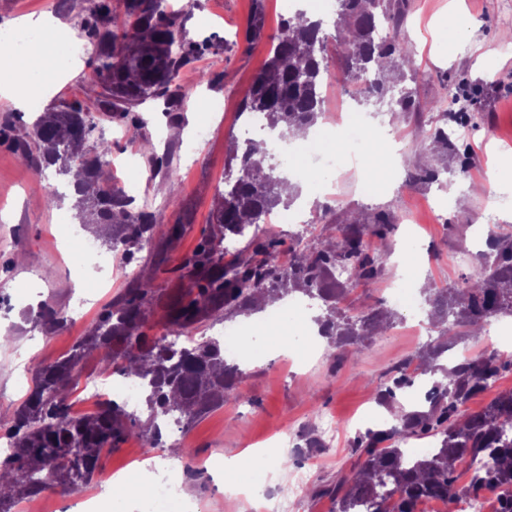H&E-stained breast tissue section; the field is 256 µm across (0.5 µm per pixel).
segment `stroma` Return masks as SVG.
I'll return each instance as SVG.
<instances>
[{
  "label": "stroma",
  "mask_w": 512,
  "mask_h": 512,
  "mask_svg": "<svg viewBox=\"0 0 512 512\" xmlns=\"http://www.w3.org/2000/svg\"><path fill=\"white\" fill-rule=\"evenodd\" d=\"M184 7L185 30L201 40L215 35L223 50L206 55L182 69L178 84L191 85L204 101H218L221 111L192 115L183 111L180 124H168L155 103L139 106L145 123L133 128L126 120L99 121L112 145V174L127 187L136 206H148L161 223L181 224V238L166 251L151 243L133 261H120V271L105 287H93L97 275L64 253L56 241L61 219L75 221L74 197L69 180L55 170H40L23 163L9 141L0 138V332L11 336L0 347V421L7 420L26 398L32 372L41 363L66 355L105 304L121 294L137 274L151 272L158 303H165L174 291L177 268L209 227L215 195L230 174V146L243 121L241 105L261 71L273 37L289 11L285 0H171ZM88 0H0V29L13 28L17 19L50 14L61 24L64 38L51 42L49 52L62 55L65 40L81 37V22L88 12ZM453 0H410L409 14L399 41L409 46L412 63L405 72L403 87L418 102L417 110L401 111L396 103L364 106L353 86L343 77V63L335 41L326 44L332 78L324 110L333 114L338 104L363 114L372 135H397L401 163L392 178L377 179L369 196L360 187L367 178L364 170L338 169L334 197L318 190L326 178L324 169L300 181L296 207L315 213L313 224L298 231L287 223L272 222L280 239V261H287L293 248L310 240L333 239L344 224L373 223L378 213H388L391 228L385 252L404 247L416 237L425 260L421 271L432 287L464 288L476 272L474 255L484 249L482 225L494 224L496 232H512V207L492 205L490 197H470L466 208L450 201L453 191L483 180L488 171L501 170L504 194L512 196V43L502 42L501 32L512 30V0H467L463 15H454ZM263 16L260 42L247 48L243 32L254 13ZM467 31L458 39L456 27ZM219 74L214 84L199 81L200 70ZM91 70L88 59H75L52 80L46 99L34 101L23 111L0 98V116L10 115L17 125L31 124L38 113L58 104H92L87 90ZM466 98L471 120L483 133L458 143L456 152L430 148L428 134L444 124L441 111L427 109L430 101ZM194 142L192 155L183 146ZM168 154L169 168L153 171L146 146ZM434 167L436 182L415 183L408 169ZM58 195L52 205L49 195ZM400 271L387 261L379 279L352 285L343 304L351 316L388 307L387 290ZM48 304L66 316L65 325L45 331L31 318L32 308ZM399 321L359 348L334 354L316 349L305 352L310 327L292 315L285 316L277 334L286 335L289 351L280 355L266 338L250 346L251 360L243 378L223 407L213 410L176 442L187 450L175 466L186 493L188 512H256L249 499L226 496L224 486L241 481L256 493L276 487L279 497L291 500V512H336L337 505L327 486L348 474L357 462L352 441L359 432L377 429L371 421L382 405L374 395L376 384L386 381L390 369L416 357L427 337L407 330L410 310L398 312ZM336 416L341 431L334 442H323L318 433V415ZM255 454L244 462L236 457L244 449ZM168 459L165 446L150 447L138 436L129 437L114 452L102 455L104 473H123L137 466L139 459ZM235 458L225 468L227 458ZM311 468L314 478L300 492H293L287 480L278 479L277 469ZM101 512H142L147 490L131 486L117 490L108 481L88 485Z\"/></svg>",
  "instance_id": "obj_1"
}]
</instances>
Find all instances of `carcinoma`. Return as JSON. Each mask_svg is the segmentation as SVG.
<instances>
[{
  "label": "carcinoma",
  "mask_w": 512,
  "mask_h": 512,
  "mask_svg": "<svg viewBox=\"0 0 512 512\" xmlns=\"http://www.w3.org/2000/svg\"><path fill=\"white\" fill-rule=\"evenodd\" d=\"M91 2L83 30L93 46L89 82L102 88L95 99L97 111L109 119H128L138 128L144 120L134 109L149 100L160 101L169 123H179L186 94L175 79L217 43L187 37L182 10H167L166 0H123L120 11L112 0ZM407 13L408 0H336L334 40L347 82L357 87L367 105L383 103L410 63L398 41ZM380 20L392 27L385 41L377 38ZM261 30L257 14L244 31L246 48L254 47ZM324 50L322 19L308 18L302 11L284 19L242 114L263 113L269 127L283 135L313 127L324 112L322 89L331 78ZM95 129L88 109L74 103L42 113L29 127L18 128L6 117L0 135L25 161L55 166L68 177L82 176L75 208L81 224L94 229L107 249L120 250L131 260L155 238L166 244L177 241L184 225L160 223L148 207L134 206V199L112 179H101L112 150ZM267 158L266 147L253 141L232 150L230 166L238 175L218 189L209 232L182 259L179 279L187 284L165 304L166 327L177 335L190 334L209 320L260 310V296L276 299L301 292L324 302L325 313L316 323L330 348L357 346L382 330L389 315L375 311L350 317L342 312L340 300L348 282L381 275L387 259L381 247L390 227L386 215L372 224H347L335 241H315L293 252L286 267L275 258L281 241L271 234L252 237V249L224 261V239L246 237L278 206L288 208L294 200L284 194L286 180L273 175ZM480 257V267L466 287L429 289L428 316L442 330L435 343L427 345L416 369L438 373L441 380L428 394L427 409L405 411L398 425L354 437L353 449L362 461L326 489L336 496L337 512H355L360 504L365 512H416L424 500L476 497L489 486L503 489L497 512H512V391L497 395L479 413L464 414L467 402L511 368L512 361L503 362L491 351L450 368L442 363L449 343L477 339L489 319L512 315V234L493 236L488 252ZM338 268L347 272V281H336ZM155 294L151 278L133 279L69 354L33 370V386L7 422L10 447L0 454V512H12L14 503L55 482L76 489L90 484L100 474L104 449H119L133 434L158 446L163 417L176 418L187 430L224 405L226 394L240 380V369L224 360L217 339H187L175 345L164 336L150 335ZM37 319L49 331L64 324L48 305L40 308ZM94 354L103 372L147 383L146 419L112 399L100 402L91 415L71 412L67 386L79 377L83 360ZM411 364L407 361L390 382L377 386L381 402L395 401L396 392L411 383L406 373ZM426 438L435 440L432 453L409 459L404 445ZM462 467L469 481L459 485L457 469Z\"/></svg>",
  "instance_id": "cac0c4a2"
}]
</instances>
